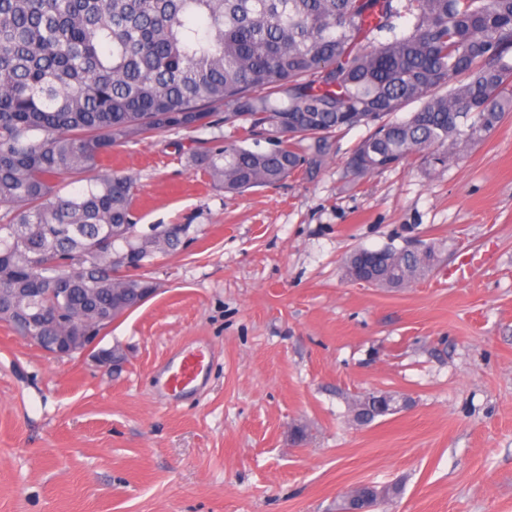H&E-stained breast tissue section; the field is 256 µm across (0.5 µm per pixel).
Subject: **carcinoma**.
<instances>
[{
    "label": "carcinoma",
    "instance_id": "cac0c4a2",
    "mask_svg": "<svg viewBox=\"0 0 512 512\" xmlns=\"http://www.w3.org/2000/svg\"><path fill=\"white\" fill-rule=\"evenodd\" d=\"M222 107L239 139L187 164L224 193L309 181L361 125L348 186L412 157L445 168L512 114V0H0V322L25 336L14 309L59 307L62 332L138 307L155 287L140 270L190 225L129 235L134 180L102 158ZM437 262L390 244L373 280L403 288ZM358 493L377 509L397 489L358 486L341 512Z\"/></svg>",
    "mask_w": 512,
    "mask_h": 512
}]
</instances>
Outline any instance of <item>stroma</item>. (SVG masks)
I'll use <instances>...</instances> for the list:
<instances>
[{
	"instance_id": "1",
	"label": "stroma",
	"mask_w": 512,
	"mask_h": 512,
	"mask_svg": "<svg viewBox=\"0 0 512 512\" xmlns=\"http://www.w3.org/2000/svg\"><path fill=\"white\" fill-rule=\"evenodd\" d=\"M367 133L339 134L313 181L240 194L186 164L231 125L113 149L140 231L186 224L191 241L145 267L156 295L102 340L119 366L0 323V512H338L360 484L398 488L386 512H512V118L448 168L346 189ZM412 243L439 250L424 279L345 278L351 250ZM193 340L210 370L169 403L162 371ZM371 391L410 404L357 425Z\"/></svg>"
}]
</instances>
